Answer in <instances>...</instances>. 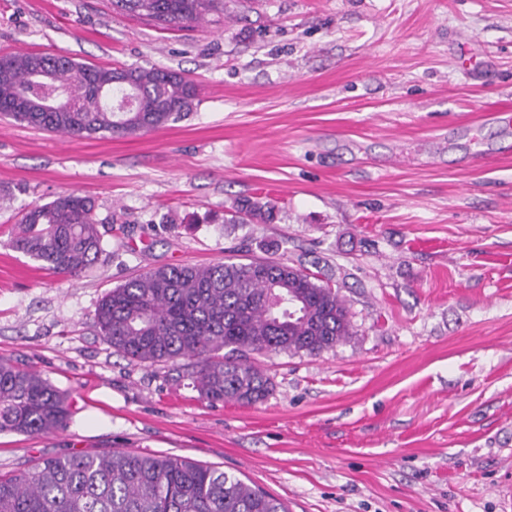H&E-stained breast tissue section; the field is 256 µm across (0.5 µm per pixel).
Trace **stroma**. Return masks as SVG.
Returning <instances> with one entry per match:
<instances>
[{"label":"stroma","mask_w":512,"mask_h":512,"mask_svg":"<svg viewBox=\"0 0 512 512\" xmlns=\"http://www.w3.org/2000/svg\"><path fill=\"white\" fill-rule=\"evenodd\" d=\"M171 69L194 112L84 139L0 118V358L76 412L0 434V473L135 451L211 465L288 512H502L512 483V0H224L165 26L112 0H0V54ZM90 197L104 253L79 276L13 248L22 213ZM276 206L231 223L236 202ZM285 259L338 284L355 334L258 356L261 403L202 400L94 326L161 266Z\"/></svg>","instance_id":"35a3bbf8"}]
</instances>
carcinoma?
Returning <instances> with one entry per match:
<instances>
[{"mask_svg": "<svg viewBox=\"0 0 512 512\" xmlns=\"http://www.w3.org/2000/svg\"><path fill=\"white\" fill-rule=\"evenodd\" d=\"M130 13L178 25L217 0H115ZM118 70L66 56H0V115L74 138L126 136L194 111L197 86L180 73ZM13 247L53 273L78 275L103 253L93 201L76 193L23 215ZM95 326L121 355L146 367L191 361L210 403L254 405L272 382L254 362L270 352L316 354L353 336L338 290L283 258L228 257L210 266L158 267L100 299ZM73 407L40 373L0 359V434L45 435ZM0 512H288L273 496L212 466L128 451L54 457L0 476Z\"/></svg>", "mask_w": 512, "mask_h": 512, "instance_id": "1", "label": "carcinoma"}]
</instances>
